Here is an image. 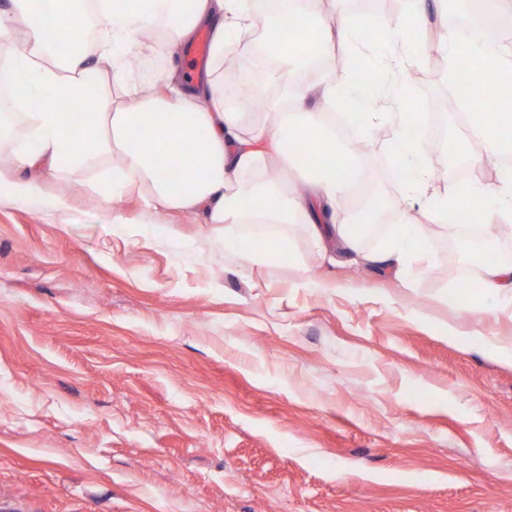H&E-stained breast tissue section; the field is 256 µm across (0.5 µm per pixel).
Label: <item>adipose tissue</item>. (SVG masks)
Instances as JSON below:
<instances>
[{
  "label": "adipose tissue",
  "instance_id": "obj_1",
  "mask_svg": "<svg viewBox=\"0 0 512 512\" xmlns=\"http://www.w3.org/2000/svg\"><path fill=\"white\" fill-rule=\"evenodd\" d=\"M324 0H290L286 19L274 26L277 66L269 79L280 89L273 105L276 130L243 126L239 112L227 105L228 89L215 75L224 66L226 36L254 25L250 0H147L141 12L112 8L111 0H55L51 19L37 6L27 9L23 32L0 19V42L15 46L43 96L20 92L0 113V149L10 152L16 168L44 161L49 175L86 168L102 160L121 163L116 173L127 188H147V204L167 210L203 211L211 228L223 232L225 247L239 245L242 224H303L321 240L316 211L335 210L348 191L349 180L363 170L355 142L374 122L392 117L402 121L403 88L385 92L366 89L352 77L324 82L317 108H309L300 73L314 59L325 61L335 40L360 43L363 29L352 24L339 7L324 10ZM163 24L165 35L152 51L168 55L190 41L198 26L209 25L210 73L187 84L170 67L164 93L146 96L127 81L119 56L140 28ZM338 37H324L328 24ZM109 67L124 95L115 101L99 96L86 123L71 120L61 103L81 101L102 67ZM352 105L360 113L350 138L336 135V112ZM147 128L138 141L131 134ZM295 138L287 145L282 131ZM300 171L312 196L293 201L279 196V180L268 164ZM392 162L403 168L409 184L425 191L429 162L422 137L396 136Z\"/></svg>",
  "mask_w": 512,
  "mask_h": 512
}]
</instances>
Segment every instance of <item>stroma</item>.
Wrapping results in <instances>:
<instances>
[{"label":"stroma","instance_id":"1","mask_svg":"<svg viewBox=\"0 0 512 512\" xmlns=\"http://www.w3.org/2000/svg\"><path fill=\"white\" fill-rule=\"evenodd\" d=\"M343 8L373 57L415 3ZM452 27L433 0L405 65L444 131L437 194L453 160H489L432 69ZM391 145L362 159L385 211L426 229L408 280L300 224L256 264L266 239L225 249L202 213L102 193L99 172L18 171L64 206L0 198V512H512V366L481 345L512 340V310L456 302L454 226Z\"/></svg>","mask_w":512,"mask_h":512}]
</instances>
